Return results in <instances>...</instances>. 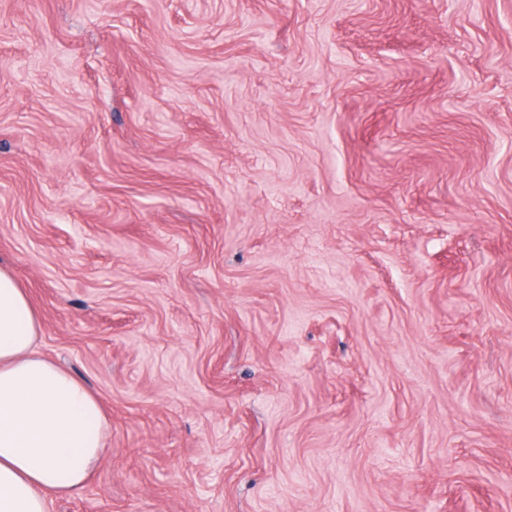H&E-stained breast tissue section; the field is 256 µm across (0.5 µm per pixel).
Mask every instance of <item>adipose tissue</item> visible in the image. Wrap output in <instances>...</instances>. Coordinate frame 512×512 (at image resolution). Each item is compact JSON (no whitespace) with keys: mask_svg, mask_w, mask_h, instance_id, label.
I'll list each match as a JSON object with an SVG mask.
<instances>
[{"mask_svg":"<svg viewBox=\"0 0 512 512\" xmlns=\"http://www.w3.org/2000/svg\"><path fill=\"white\" fill-rule=\"evenodd\" d=\"M41 319L0 268V512H48L83 488L107 447L108 420L70 372L41 356Z\"/></svg>","mask_w":512,"mask_h":512,"instance_id":"adipose-tissue-1","label":"adipose tissue"}]
</instances>
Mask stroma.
I'll list each match as a JSON object with an SVG mask.
<instances>
[{
  "instance_id": "stroma-1",
  "label": "stroma",
  "mask_w": 512,
  "mask_h": 512,
  "mask_svg": "<svg viewBox=\"0 0 512 512\" xmlns=\"http://www.w3.org/2000/svg\"><path fill=\"white\" fill-rule=\"evenodd\" d=\"M0 266L49 512H512V0H0ZM41 319L0 268V512H49L83 488L107 447L108 420L70 372L41 356Z\"/></svg>"
}]
</instances>
